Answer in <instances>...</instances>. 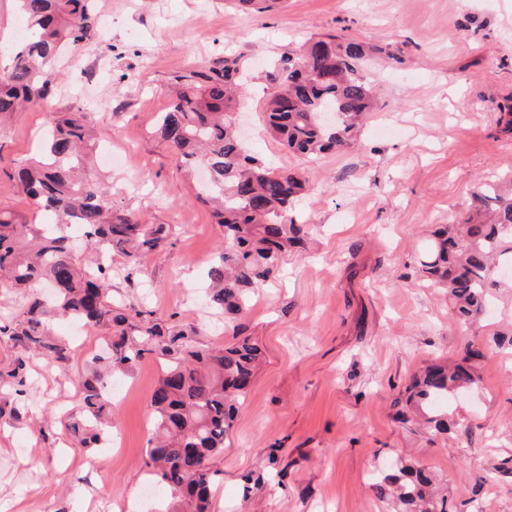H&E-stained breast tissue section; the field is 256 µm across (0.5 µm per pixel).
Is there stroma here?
<instances>
[{
  "label": "stroma",
  "mask_w": 512,
  "mask_h": 512,
  "mask_svg": "<svg viewBox=\"0 0 512 512\" xmlns=\"http://www.w3.org/2000/svg\"><path fill=\"white\" fill-rule=\"evenodd\" d=\"M95 6L101 41L65 53L48 101L0 122V210L34 219L3 168L34 154L53 115L90 109L99 147L130 151L105 173L114 205L169 225L173 241L134 276L114 257L113 301L173 317L221 346L232 331L208 309L204 275L224 230L153 134L172 76L243 56L248 149L275 169H308L314 185L295 205L311 226L304 249L282 257L238 319L263 361L213 461L212 512H387L370 483L400 457L446 481L461 512H512V477L478 483L512 458V349H486L478 385L449 398L448 434L400 423L395 406L426 361L460 359L512 329V289H496L464 332L445 289L417 273L433 225L464 213L481 177L512 175V134L496 123L497 104L512 96V0H286L267 14L228 0ZM327 34L387 45L396 57L367 65L378 106L355 145L307 164L258 113L272 65ZM47 324L69 345L59 368L0 333V406L19 410L0 415V512H164L170 496L146 456L161 363L149 356L113 377L112 427L100 444L82 446L70 430L82 411L76 378L93 372L104 333L74 330L52 313ZM13 370L24 395L4 381ZM271 452L287 467L282 485L244 492V475Z\"/></svg>",
  "instance_id": "obj_1"
}]
</instances>
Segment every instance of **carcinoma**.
Masks as SVG:
<instances>
[{"mask_svg": "<svg viewBox=\"0 0 512 512\" xmlns=\"http://www.w3.org/2000/svg\"><path fill=\"white\" fill-rule=\"evenodd\" d=\"M29 35L0 69V116L47 99L51 69L65 48L97 42L101 32L94 0H16ZM245 11L268 13L280 0H233ZM384 48L329 34L311 38L296 56H283L267 75L271 90L263 125L288 151L313 163L349 148L375 109L372 86L362 73ZM246 60L215 59L205 72L171 78L173 95L155 134L177 152L189 172L204 168L206 182L196 199L224 227V242L207 271L211 309L233 320L248 308L251 292L277 270L280 256L304 245L310 225L291 215L294 203L313 190L304 170L278 171L249 153L235 130L234 111L244 90ZM92 128L87 112H63L51 121L38 158L22 160L5 176L22 189L55 227L26 224L0 210V276L21 288L24 318L0 326L55 364L68 358L65 342L49 336L44 300L24 292L37 282L52 289L62 316L108 332L106 366L83 378L82 419L72 426L79 443L101 442L112 416V375L148 355L164 360L150 398L155 434L146 449L152 474L170 492L165 512H211L217 471L212 459L224 451L238 406L246 399L261 361L248 336L220 349L201 346L196 332L175 329L148 310L112 306V258L130 270L144 255L171 245L164 224H149L112 205V192L88 172ZM422 277L448 289L457 324L468 328L484 313L491 277L512 267V178L483 181L460 219L433 231L422 259ZM479 347L461 362H433L414 374L405 389L398 420L419 417L429 433L451 431L448 396L479 380ZM423 466L398 459L374 476L377 498L393 512H447V496L432 488Z\"/></svg>", "mask_w": 512, "mask_h": 512, "instance_id": "cac0c4a2", "label": "carcinoma"}]
</instances>
